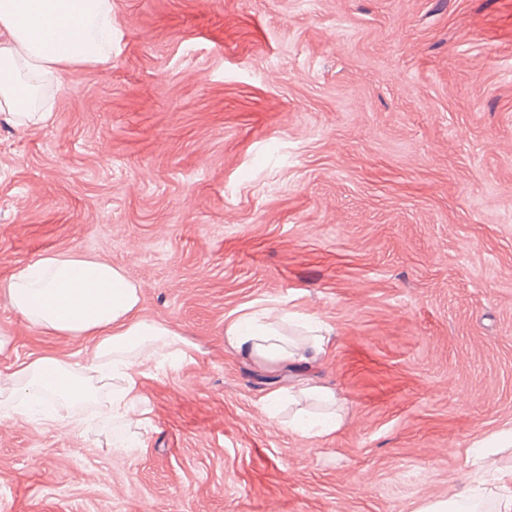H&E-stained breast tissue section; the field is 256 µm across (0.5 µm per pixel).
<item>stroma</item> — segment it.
Returning <instances> with one entry per match:
<instances>
[{
	"label": "stroma",
	"instance_id": "stroma-1",
	"mask_svg": "<svg viewBox=\"0 0 512 512\" xmlns=\"http://www.w3.org/2000/svg\"><path fill=\"white\" fill-rule=\"evenodd\" d=\"M107 63L0 114V280L47 252L121 268L183 339L150 424L0 414V512H419L512 429V0H111ZM321 322L267 368L224 325ZM0 377L89 351L0 301ZM332 388L311 439L265 394ZM137 447L121 454L116 433ZM224 340L256 362L272 366L308 363L323 348L320 328L314 321L271 304L229 320L224 325Z\"/></svg>",
	"mask_w": 512,
	"mask_h": 512
}]
</instances>
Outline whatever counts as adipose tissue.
I'll return each instance as SVG.
<instances>
[{
    "label": "adipose tissue",
    "mask_w": 512,
    "mask_h": 512,
    "mask_svg": "<svg viewBox=\"0 0 512 512\" xmlns=\"http://www.w3.org/2000/svg\"><path fill=\"white\" fill-rule=\"evenodd\" d=\"M109 17L108 0H0V111L17 112L21 127L48 124L47 112L21 111L19 90L34 91L61 65L104 62L112 54V35L92 34L97 20ZM55 26V43L44 49L39 32ZM0 299L27 324L47 335L86 337L93 345L83 369L47 354L22 364L0 383V407L49 426H90L120 418L141 427L143 364L166 354L179 357V337L164 324L139 316V290L122 269L78 254L50 253L0 281ZM225 341L272 366L307 363L323 348L319 327L308 316L265 305L224 326ZM111 388L112 396L92 416L80 407ZM292 407L288 427L311 438L338 430L336 394L307 382L267 393L264 407L277 414Z\"/></svg>",
    "instance_id": "1"
}]
</instances>
